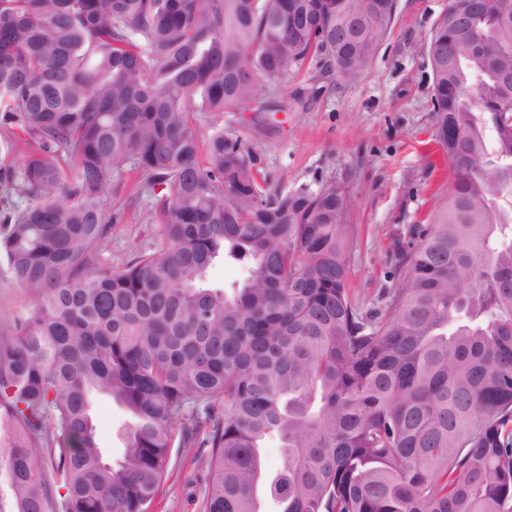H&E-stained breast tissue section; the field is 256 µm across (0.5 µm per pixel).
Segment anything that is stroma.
Listing matches in <instances>:
<instances>
[{
  "label": "stroma",
  "instance_id": "stroma-1",
  "mask_svg": "<svg viewBox=\"0 0 512 512\" xmlns=\"http://www.w3.org/2000/svg\"><path fill=\"white\" fill-rule=\"evenodd\" d=\"M448 0H397L389 32L374 57L349 78L322 73L316 61L269 82L270 111L196 113L202 136L224 130L244 136L261 174L274 188L291 191L336 179L345 183L352 208L345 259L353 302L367 310L383 305L400 282L394 241L409 225L430 223L448 194L451 167L436 140L432 71L427 46ZM108 202L123 206L101 255L119 269L152 251L156 225L145 209H159L143 174H116ZM102 448L119 459L120 430L129 417L107 398L93 399ZM206 451L169 452L164 484L153 512H200Z\"/></svg>",
  "mask_w": 512,
  "mask_h": 512
}]
</instances>
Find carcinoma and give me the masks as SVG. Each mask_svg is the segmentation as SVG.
<instances>
[{
  "label": "carcinoma",
  "instance_id": "1",
  "mask_svg": "<svg viewBox=\"0 0 512 512\" xmlns=\"http://www.w3.org/2000/svg\"><path fill=\"white\" fill-rule=\"evenodd\" d=\"M396 0H0V512H152L169 449L207 448L200 512H512V0H448L427 56L448 200L394 242L381 310L347 288L350 194L281 191L197 112L308 59L354 76ZM128 166L158 247L100 255ZM240 267L226 289L214 263ZM132 418L103 454L91 400ZM280 441L268 470L261 448ZM33 304L32 296L12 283L3 272V264H0V323L11 322L14 316L30 309Z\"/></svg>",
  "mask_w": 512,
  "mask_h": 512
}]
</instances>
